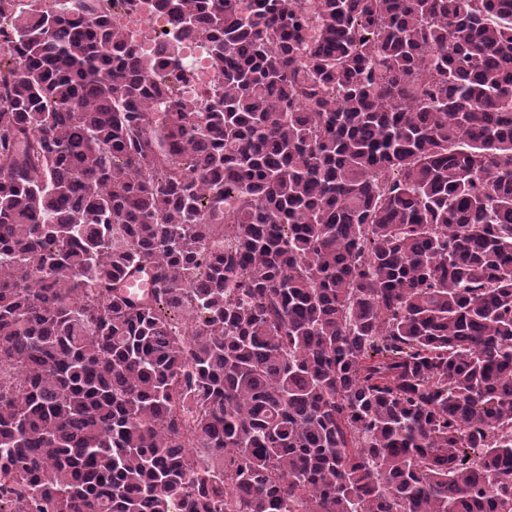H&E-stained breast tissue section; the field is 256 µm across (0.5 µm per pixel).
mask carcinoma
Returning <instances> with one entry per match:
<instances>
[{"mask_svg":"<svg viewBox=\"0 0 512 512\" xmlns=\"http://www.w3.org/2000/svg\"><path fill=\"white\" fill-rule=\"evenodd\" d=\"M154 5L0 0V512H512V0ZM150 2H143L141 10L131 16H124V22L131 27H137L146 35V40L143 42L144 50L153 51L155 44L151 41L154 39L155 33L166 31L169 34L170 26L164 17L150 9ZM155 31V32H154ZM185 57L196 72L195 81L182 87L180 98L196 97L210 89L214 82V74L209 67L208 47L204 43H187L184 48Z\"/></svg>","mask_w":512,"mask_h":512,"instance_id":"cac0c4a2","label":"carcinoma"}]
</instances>
